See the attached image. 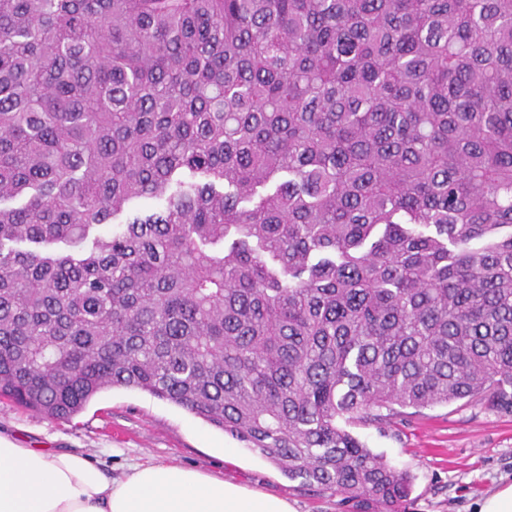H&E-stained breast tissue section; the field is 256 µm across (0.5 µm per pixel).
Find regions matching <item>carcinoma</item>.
I'll use <instances>...</instances> for the list:
<instances>
[{"label": "carcinoma", "mask_w": 512, "mask_h": 512, "mask_svg": "<svg viewBox=\"0 0 512 512\" xmlns=\"http://www.w3.org/2000/svg\"><path fill=\"white\" fill-rule=\"evenodd\" d=\"M114 388L361 512L512 412V0H0V401Z\"/></svg>", "instance_id": "carcinoma-1"}]
</instances>
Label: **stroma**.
Here are the masks:
<instances>
[{
    "mask_svg": "<svg viewBox=\"0 0 512 512\" xmlns=\"http://www.w3.org/2000/svg\"><path fill=\"white\" fill-rule=\"evenodd\" d=\"M351 431L412 475L401 512H478L486 491L512 484V413L479 402L459 400ZM0 435L26 448L86 455L116 478L131 464L153 458L287 498L296 512H347L339 496L289 479L243 442L138 390L102 392L69 421L0 403Z\"/></svg>",
    "mask_w": 512,
    "mask_h": 512,
    "instance_id": "1",
    "label": "stroma"
}]
</instances>
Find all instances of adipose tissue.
<instances>
[{
	"label": "adipose tissue",
	"instance_id": "1",
	"mask_svg": "<svg viewBox=\"0 0 512 512\" xmlns=\"http://www.w3.org/2000/svg\"><path fill=\"white\" fill-rule=\"evenodd\" d=\"M0 512H296L281 497L179 465L147 463L115 479L67 451L0 436Z\"/></svg>",
	"mask_w": 512,
	"mask_h": 512
}]
</instances>
